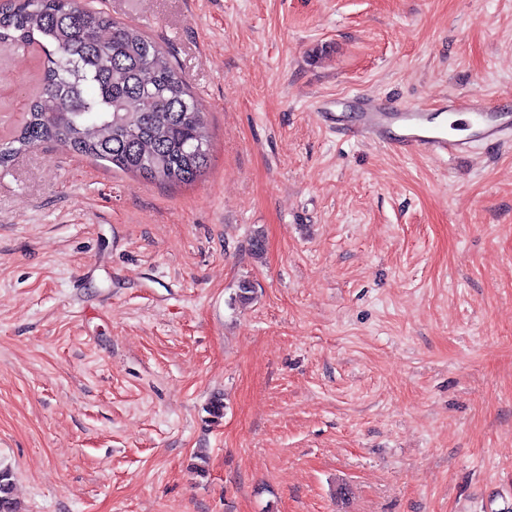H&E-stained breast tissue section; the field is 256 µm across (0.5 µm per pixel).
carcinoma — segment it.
<instances>
[{"label": "carcinoma", "instance_id": "carcinoma-1", "mask_svg": "<svg viewBox=\"0 0 512 512\" xmlns=\"http://www.w3.org/2000/svg\"><path fill=\"white\" fill-rule=\"evenodd\" d=\"M43 49L41 87L0 167L52 142L160 184H189L210 157L204 118L168 54L135 27L80 0H3L0 49ZM0 512H17L0 469Z\"/></svg>", "mask_w": 512, "mask_h": 512}]
</instances>
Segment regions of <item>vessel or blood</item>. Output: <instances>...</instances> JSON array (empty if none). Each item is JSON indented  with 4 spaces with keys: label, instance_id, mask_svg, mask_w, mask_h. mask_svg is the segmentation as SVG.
<instances>
[{
    "label": "vessel or blood",
    "instance_id": "vessel-or-blood-1",
    "mask_svg": "<svg viewBox=\"0 0 512 512\" xmlns=\"http://www.w3.org/2000/svg\"><path fill=\"white\" fill-rule=\"evenodd\" d=\"M362 107L356 134L376 139L402 153L461 154L469 151L475 140L496 144L512 138V112L491 108L473 94L452 96L441 103V112L466 116V131L457 135L431 124L428 111L416 105L391 107L366 96Z\"/></svg>",
    "mask_w": 512,
    "mask_h": 512
}]
</instances>
